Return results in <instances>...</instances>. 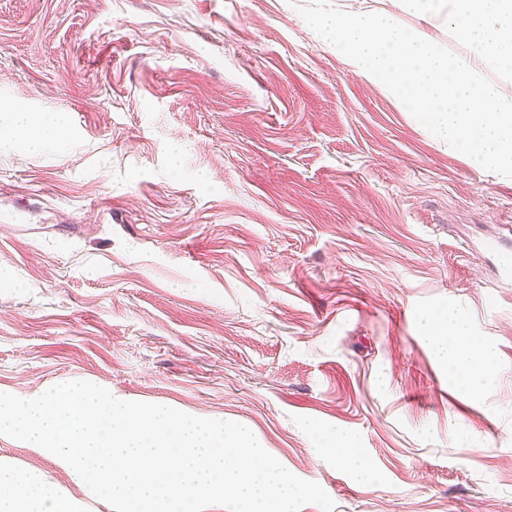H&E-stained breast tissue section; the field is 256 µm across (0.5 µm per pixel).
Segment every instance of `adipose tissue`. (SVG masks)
Instances as JSON below:
<instances>
[{"mask_svg":"<svg viewBox=\"0 0 512 512\" xmlns=\"http://www.w3.org/2000/svg\"><path fill=\"white\" fill-rule=\"evenodd\" d=\"M12 129L11 135L0 137V150L19 140L39 149L65 133L59 117L36 119L20 110L14 113ZM424 328L431 339L433 354L448 367L450 383L462 396L475 397L484 366L491 359L490 352L472 357L475 343L464 324L453 315L427 316ZM0 512H82V509L67 492L48 481L40 469L0 463Z\"/></svg>","mask_w":512,"mask_h":512,"instance_id":"obj_1","label":"adipose tissue"}]
</instances>
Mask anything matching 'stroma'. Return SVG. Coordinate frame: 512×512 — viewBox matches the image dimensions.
I'll return each mask as SVG.
<instances>
[{
    "label": "stroma",
    "instance_id": "stroma-1",
    "mask_svg": "<svg viewBox=\"0 0 512 512\" xmlns=\"http://www.w3.org/2000/svg\"><path fill=\"white\" fill-rule=\"evenodd\" d=\"M1 102L67 134L0 150V393L76 379L241 423L333 512H512V177L288 0H0ZM433 311L492 351L478 397ZM1 457L109 512L21 441ZM424 328L431 339L433 354L448 366L450 383L462 396L475 397L484 372L483 364L490 361L491 353L485 349L478 358L470 356V351L478 346L468 336L464 324L453 315H428ZM336 456L349 471L362 479L369 475L363 456L358 448L346 446V441L336 434Z\"/></svg>",
    "mask_w": 512,
    "mask_h": 512
}]
</instances>
